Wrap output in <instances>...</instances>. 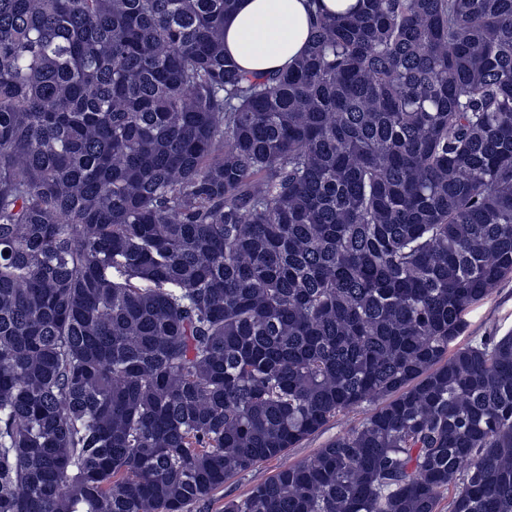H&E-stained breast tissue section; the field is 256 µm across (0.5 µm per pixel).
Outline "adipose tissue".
Listing matches in <instances>:
<instances>
[{"label":"adipose tissue","mask_w":512,"mask_h":512,"mask_svg":"<svg viewBox=\"0 0 512 512\" xmlns=\"http://www.w3.org/2000/svg\"><path fill=\"white\" fill-rule=\"evenodd\" d=\"M360 0H238L224 20V53L252 75L291 65L304 53L313 13L356 12Z\"/></svg>","instance_id":"obj_1"}]
</instances>
